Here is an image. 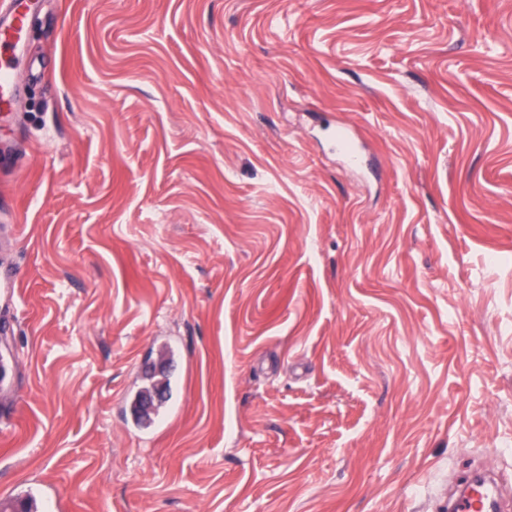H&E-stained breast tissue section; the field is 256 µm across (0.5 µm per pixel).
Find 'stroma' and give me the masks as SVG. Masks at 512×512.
<instances>
[{
	"label": "stroma",
	"instance_id": "stroma-1",
	"mask_svg": "<svg viewBox=\"0 0 512 512\" xmlns=\"http://www.w3.org/2000/svg\"><path fill=\"white\" fill-rule=\"evenodd\" d=\"M32 3L0 512H445L482 459L512 493V0Z\"/></svg>",
	"mask_w": 512,
	"mask_h": 512
}]
</instances>
